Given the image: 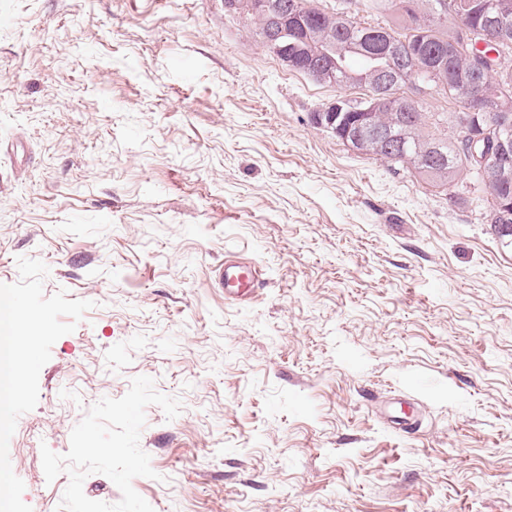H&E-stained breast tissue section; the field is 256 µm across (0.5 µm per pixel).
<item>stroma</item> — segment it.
I'll return each mask as SVG.
<instances>
[{
	"label": "stroma",
	"mask_w": 512,
	"mask_h": 512,
	"mask_svg": "<svg viewBox=\"0 0 512 512\" xmlns=\"http://www.w3.org/2000/svg\"><path fill=\"white\" fill-rule=\"evenodd\" d=\"M348 93L223 0H0L9 512H512V237ZM217 283L220 288H224V297L241 300L249 297L258 288V270L254 264L227 261L217 273ZM17 317L12 301L0 296V407L1 416L6 406L18 394L16 383L18 366L15 359Z\"/></svg>",
	"instance_id": "stroma-1"
}]
</instances>
